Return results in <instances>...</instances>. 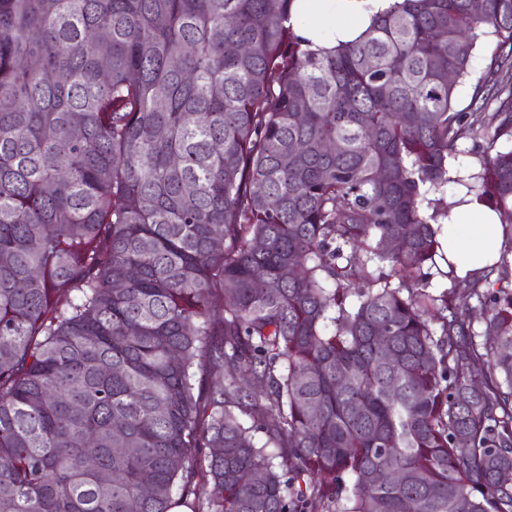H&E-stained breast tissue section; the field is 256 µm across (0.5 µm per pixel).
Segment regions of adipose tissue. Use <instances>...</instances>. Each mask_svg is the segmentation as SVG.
Here are the masks:
<instances>
[{
	"instance_id": "ef3b65f1",
	"label": "adipose tissue",
	"mask_w": 512,
	"mask_h": 512,
	"mask_svg": "<svg viewBox=\"0 0 512 512\" xmlns=\"http://www.w3.org/2000/svg\"><path fill=\"white\" fill-rule=\"evenodd\" d=\"M327 2L295 0L296 10L307 18L297 32L315 49H330L356 40L369 27L373 16L389 9L394 0H338L340 17L330 22L323 19ZM441 246L449 266L462 281L498 267L502 260H512V248L503 237L498 214L467 191L461 193L448 212Z\"/></svg>"
}]
</instances>
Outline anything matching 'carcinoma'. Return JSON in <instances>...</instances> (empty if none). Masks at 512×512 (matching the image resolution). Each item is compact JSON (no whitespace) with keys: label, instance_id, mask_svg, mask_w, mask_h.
I'll return each mask as SVG.
<instances>
[{"label":"carcinoma","instance_id":"carcinoma-1","mask_svg":"<svg viewBox=\"0 0 512 512\" xmlns=\"http://www.w3.org/2000/svg\"><path fill=\"white\" fill-rule=\"evenodd\" d=\"M294 2L0 0V512H512V283L424 272L477 127L512 223V0ZM334 4L333 14L328 13L329 24L322 18L327 3ZM336 2L339 3L340 19L336 21ZM369 3L368 8L363 5ZM394 0H296L295 9L311 18L299 26L297 33L311 42L312 49H330L337 44L356 40L371 24L372 17L390 8ZM485 51H479L471 63V77L464 84L460 85L457 89V108L459 110L466 109L473 92V85L482 74L488 60Z\"/></svg>","mask_w":512,"mask_h":512}]
</instances>
